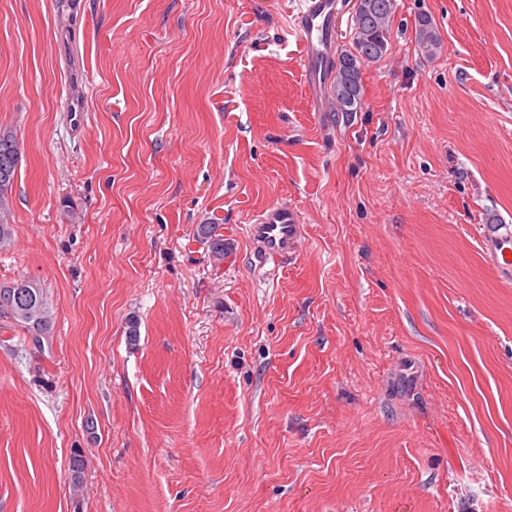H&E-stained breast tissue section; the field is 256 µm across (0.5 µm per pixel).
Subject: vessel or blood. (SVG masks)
Instances as JSON below:
<instances>
[{
  "mask_svg": "<svg viewBox=\"0 0 512 512\" xmlns=\"http://www.w3.org/2000/svg\"><path fill=\"white\" fill-rule=\"evenodd\" d=\"M339 0H300L289 30L302 40L305 80L312 110L324 109V91L329 84L334 62L336 15ZM256 243L258 264H280L295 252L301 237L300 214L294 207L274 204L260 212L250 226ZM494 265L503 272L512 271V232H501L499 225L484 232Z\"/></svg>",
  "mask_w": 512,
  "mask_h": 512,
  "instance_id": "obj_1",
  "label": "vessel or blood"
}]
</instances>
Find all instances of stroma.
<instances>
[{
	"instance_id": "stroma-1",
	"label": "stroma",
	"mask_w": 512,
	"mask_h": 512,
	"mask_svg": "<svg viewBox=\"0 0 512 512\" xmlns=\"http://www.w3.org/2000/svg\"><path fill=\"white\" fill-rule=\"evenodd\" d=\"M396 3L348 116L299 0H0V280L53 314L39 350L0 317V512H512V0ZM276 202L301 245L259 269ZM339 0H301L289 32L302 40L305 80L314 112L324 110V91L333 69ZM415 42L421 53L429 57L435 56L441 47L440 35L427 14H420L416 20ZM18 163L19 152L14 136L0 129V247L9 244L12 239L13 228L8 216ZM219 224L204 222L197 224L195 229L196 238L208 243L212 256L216 259L224 258V236L218 233ZM502 224L486 226L483 236L489 242L494 265L502 272L512 271V232L500 233Z\"/></svg>"
}]
</instances>
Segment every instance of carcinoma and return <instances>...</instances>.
I'll use <instances>...</instances> for the list:
<instances>
[{
  "mask_svg": "<svg viewBox=\"0 0 512 512\" xmlns=\"http://www.w3.org/2000/svg\"><path fill=\"white\" fill-rule=\"evenodd\" d=\"M396 11V0H357L353 15V35L350 49L340 53L331 91L336 111L346 114L362 108L363 67L380 60L387 52L391 27ZM415 42L429 57L437 54L441 38L431 17L418 16L415 24ZM19 152L12 133L0 130V247L11 242L13 228L8 220L11 211L15 174ZM219 225L204 222L196 226V238L208 244L212 256L224 257V235ZM0 317H5L29 335L32 345L42 348L49 336L53 314L41 284L31 279L0 282ZM84 460L81 452H74L70 461V479L73 487L83 483Z\"/></svg>",
  "mask_w": 512,
  "mask_h": 512,
  "instance_id": "cac0c4a2",
  "label": "carcinoma"
}]
</instances>
